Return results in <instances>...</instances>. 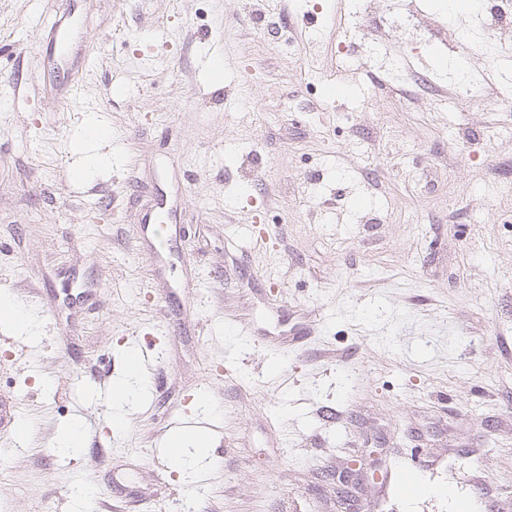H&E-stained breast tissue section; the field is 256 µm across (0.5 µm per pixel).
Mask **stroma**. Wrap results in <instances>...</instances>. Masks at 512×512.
Here are the masks:
<instances>
[{
    "label": "stroma",
    "instance_id": "stroma-1",
    "mask_svg": "<svg viewBox=\"0 0 512 512\" xmlns=\"http://www.w3.org/2000/svg\"><path fill=\"white\" fill-rule=\"evenodd\" d=\"M390 2L80 0L100 49L70 106L33 90L55 12L0 0V293L34 331L0 319L31 424L0 433V512H456L396 489L413 456L512 512V11ZM139 337L158 367L130 378ZM105 378L138 390L120 430ZM184 414L213 437L188 476L157 452Z\"/></svg>",
    "mask_w": 512,
    "mask_h": 512
}]
</instances>
